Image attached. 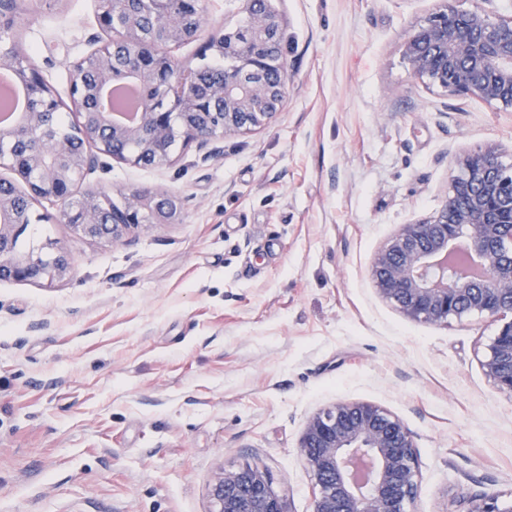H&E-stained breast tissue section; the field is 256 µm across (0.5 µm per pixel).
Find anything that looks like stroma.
<instances>
[{
	"label": "stroma",
	"instance_id": "obj_1",
	"mask_svg": "<svg viewBox=\"0 0 512 512\" xmlns=\"http://www.w3.org/2000/svg\"><path fill=\"white\" fill-rule=\"evenodd\" d=\"M437 5L272 0L290 80L275 124L78 185L116 202L165 187L180 223L92 242L33 206L27 246H63L74 270L0 281V512H210L214 474L246 463L311 512L299 440L339 400L410 429L413 512L512 503V395L482 367L497 321H410L369 273L441 205L456 154L495 147L512 165V112L409 70L403 44ZM94 13L43 0L14 16L59 94L102 36ZM469 508L463 512H511L512 503L503 507L495 494L484 493L468 499Z\"/></svg>",
	"mask_w": 512,
	"mask_h": 512
}]
</instances>
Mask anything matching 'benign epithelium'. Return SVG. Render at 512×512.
Returning <instances> with one entry per match:
<instances>
[{"label":"benign epithelium","mask_w":512,"mask_h":512,"mask_svg":"<svg viewBox=\"0 0 512 512\" xmlns=\"http://www.w3.org/2000/svg\"><path fill=\"white\" fill-rule=\"evenodd\" d=\"M177 12L171 0H95L96 21L108 41L70 63L69 101L83 107L86 72L96 89L121 76L149 87L141 119L118 127L94 113L74 128L73 137L36 140L25 165L16 163L19 138L0 130V168L11 170L32 203L48 202L78 236L121 243L135 230L176 224L178 198L164 187L125 194L116 205L107 193L86 197L75 184L104 167V160L135 166H166L176 159L170 144L207 146L216 138L265 129L288 97V61L282 52V17L270 0H238L244 34L223 39L199 0ZM440 6L406 39L403 55L414 77L451 93L512 110V17ZM124 12L122 34L112 30V13ZM201 42L200 50L232 61L204 89L196 75L182 78L191 63L173 51ZM0 69L13 71L37 104L24 126L35 128L59 111L63 101L38 66L11 41L0 47ZM14 182L0 179V216L13 211ZM512 167L495 148L458 154L445 199L430 216L403 224L374 256L370 277L378 294L412 321L448 324L471 315L499 321L482 361L485 374L512 395ZM22 217L0 220V281L51 287L69 279L73 260L51 244L27 252L16 249L28 229ZM316 491L313 512H411L419 490L413 436L404 422L369 402L338 400L313 413L299 441ZM211 512H292L289 500L256 466L221 469L209 486ZM465 512H512L495 494L468 499Z\"/></svg>","instance_id":"1"}]
</instances>
